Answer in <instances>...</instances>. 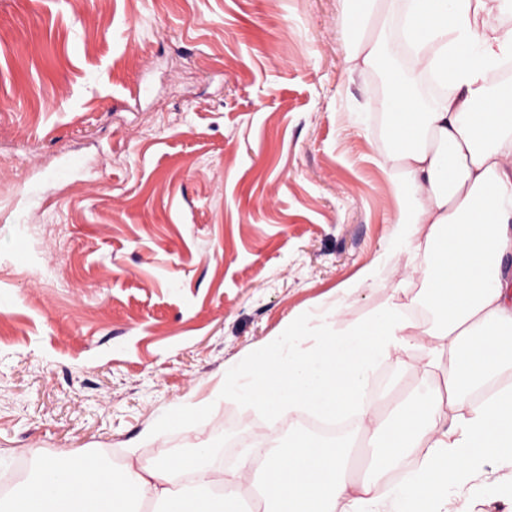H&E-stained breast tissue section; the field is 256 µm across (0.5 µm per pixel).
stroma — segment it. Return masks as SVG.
Segmentation results:
<instances>
[{"label":"stroma","instance_id":"stroma-1","mask_svg":"<svg viewBox=\"0 0 512 512\" xmlns=\"http://www.w3.org/2000/svg\"><path fill=\"white\" fill-rule=\"evenodd\" d=\"M353 36L343 0H0V475L283 447L297 427L225 398V366L291 319L308 349L330 311L420 300ZM427 346L371 387L404 398ZM185 399L213 406L163 426ZM511 477L486 461L474 512H506Z\"/></svg>","mask_w":512,"mask_h":512}]
</instances>
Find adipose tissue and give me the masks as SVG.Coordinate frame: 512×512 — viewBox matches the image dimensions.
Segmentation results:
<instances>
[{"label":"adipose tissue","instance_id":"1","mask_svg":"<svg viewBox=\"0 0 512 512\" xmlns=\"http://www.w3.org/2000/svg\"><path fill=\"white\" fill-rule=\"evenodd\" d=\"M344 2L361 32L350 70L409 60L386 75L385 161L398 197L393 221L426 258L421 304L433 318L412 321L389 298L365 321L331 324L308 351L297 348L304 324L289 325L256 346L248 367L225 369L224 394L272 419L303 409L333 421L356 414L373 450L367 477H347L350 442L314 435L232 471L204 465L203 441L153 467L131 447L119 468L89 453L43 459L34 483L0 497V512H134L148 498L160 512H242L244 484L257 489V512H472L467 499L449 507V490L471 483L485 461L512 467V83L489 79L512 60V25L501 20L512 0ZM425 71L444 94L424 98ZM415 336L433 341L419 393L380 420L367 375L377 360H399ZM440 367L442 381L431 382Z\"/></svg>","mask_w":512,"mask_h":512}]
</instances>
